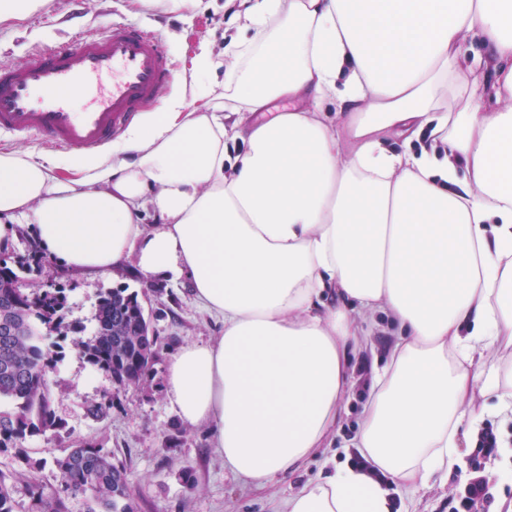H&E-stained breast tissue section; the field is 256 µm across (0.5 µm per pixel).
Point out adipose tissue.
<instances>
[{"label": "adipose tissue", "mask_w": 512, "mask_h": 512, "mask_svg": "<svg viewBox=\"0 0 512 512\" xmlns=\"http://www.w3.org/2000/svg\"><path fill=\"white\" fill-rule=\"evenodd\" d=\"M238 19L224 105L164 100L78 180L0 153V239L30 224L68 267L133 256L187 277L224 330L173 355L168 395L259 488L333 433L385 316L396 340L353 445L415 494L458 465L461 426L512 417V372L487 357L512 348V0H243ZM288 512L390 502L335 468Z\"/></svg>", "instance_id": "1"}]
</instances>
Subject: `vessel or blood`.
<instances>
[{"label": "vessel or blood", "instance_id": "vessel-or-blood-1", "mask_svg": "<svg viewBox=\"0 0 512 512\" xmlns=\"http://www.w3.org/2000/svg\"><path fill=\"white\" fill-rule=\"evenodd\" d=\"M173 77L163 42L123 21L0 66V135L96 152L111 144ZM94 100L74 108L76 92Z\"/></svg>", "mask_w": 512, "mask_h": 512}]
</instances>
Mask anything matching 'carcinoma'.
Listing matches in <instances>:
<instances>
[{
    "label": "carcinoma",
    "instance_id": "obj_1",
    "mask_svg": "<svg viewBox=\"0 0 512 512\" xmlns=\"http://www.w3.org/2000/svg\"><path fill=\"white\" fill-rule=\"evenodd\" d=\"M27 254L10 263L0 257V323L8 321L16 336L0 342V454L32 468L21 454L23 442L62 428L52 405L49 374L61 352L41 342L38 326L70 338L73 349L97 371L107 375L116 389L142 387L149 381L158 355V336L145 313L138 293L113 288L100 296L91 336L64 322L68 296L60 285L22 287L26 276L40 272L53 259L34 240H27ZM58 484L50 492L30 490L25 512H136L125 466L114 455L92 442L72 448L52 462ZM17 471L0 470V512H16L11 482Z\"/></svg>",
    "mask_w": 512,
    "mask_h": 512
}]
</instances>
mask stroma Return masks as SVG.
<instances>
[{"mask_svg":"<svg viewBox=\"0 0 512 512\" xmlns=\"http://www.w3.org/2000/svg\"><path fill=\"white\" fill-rule=\"evenodd\" d=\"M240 9L239 0H191L178 7L170 0H51L41 12L0 24V64L25 62L36 48L71 40L81 27L97 30L134 21L161 38L172 61L173 79L159 91V98L187 96L195 86L219 94L224 88L223 70L194 76L190 67L202 48L223 56L236 33ZM37 279L63 284L67 319L88 330L102 293L119 287L137 291L158 335V357L147 385L118 390L76 351H67L50 374L53 407L63 427L28 439L25 448L31 458L49 461L76 442H97L126 466L138 512H284L288 498L318 475L325 459L340 467L357 463L359 455L351 441L362 421L373 372L390 360L393 336L387 324L374 328L357 354L356 384L345 396V410L330 447L277 482L257 488L225 468L209 429L184 424L168 397L171 357L183 345L213 341L223 329L222 322L195 299L187 279L145 278L132 258L107 275L54 263L43 268ZM107 393L113 399L109 417L90 419L88 407ZM461 459V469L450 471L447 482L419 490L410 508H403L398 488L388 486L393 512H449V499L458 498L467 484L466 474L475 472L488 479L492 498L476 501L471 512H507L512 506V474L504 473L500 456L483 455L475 436L466 435L461 439ZM187 468L193 475L189 482L181 475Z\"/></svg>","mask_w":512,"mask_h":512,"instance_id":"obj_1","label":"stroma"}]
</instances>
